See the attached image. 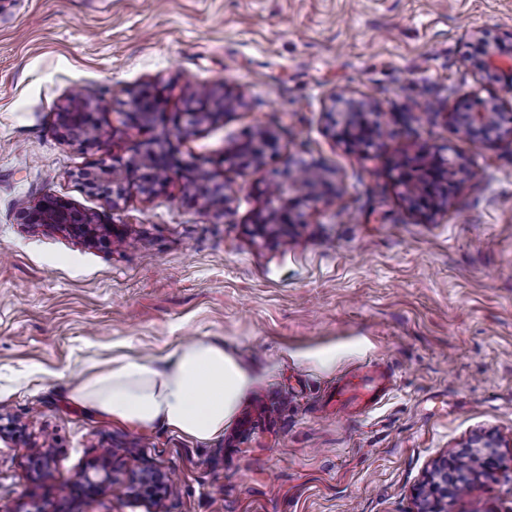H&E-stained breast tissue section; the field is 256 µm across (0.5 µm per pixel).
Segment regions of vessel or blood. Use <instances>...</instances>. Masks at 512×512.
Listing matches in <instances>:
<instances>
[{"instance_id": "1", "label": "vessel or blood", "mask_w": 512, "mask_h": 512, "mask_svg": "<svg viewBox=\"0 0 512 512\" xmlns=\"http://www.w3.org/2000/svg\"><path fill=\"white\" fill-rule=\"evenodd\" d=\"M391 391V380L374 373L356 374L337 381L325 396L336 413L372 412Z\"/></svg>"}]
</instances>
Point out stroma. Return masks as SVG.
<instances>
[{
	"label": "stroma",
	"mask_w": 512,
	"mask_h": 512,
	"mask_svg": "<svg viewBox=\"0 0 512 512\" xmlns=\"http://www.w3.org/2000/svg\"><path fill=\"white\" fill-rule=\"evenodd\" d=\"M479 30L512 45V0H0V512H148L122 486L138 468L176 482L161 512H416L434 462L478 434L503 468L447 512H512V138L455 120L493 98L512 113L471 67ZM203 85L211 115L177 130ZM143 92L162 112L133 127ZM77 93L97 140L62 120ZM349 99L378 144L340 137ZM148 142L182 162L151 190L127 171ZM428 150L451 163L437 210L398 180ZM298 159L322 168L317 196L255 235L256 182ZM48 194L111 240L23 223ZM189 337L258 375L222 437L69 401L87 368ZM364 362L395 376L381 407L323 413ZM107 448L116 483L87 492ZM44 449L51 474L31 475Z\"/></svg>",
	"instance_id": "35a3bbf8"
}]
</instances>
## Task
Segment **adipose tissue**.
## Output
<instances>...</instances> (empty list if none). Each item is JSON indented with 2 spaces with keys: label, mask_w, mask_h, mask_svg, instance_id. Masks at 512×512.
I'll return each instance as SVG.
<instances>
[{
  "label": "adipose tissue",
  "mask_w": 512,
  "mask_h": 512,
  "mask_svg": "<svg viewBox=\"0 0 512 512\" xmlns=\"http://www.w3.org/2000/svg\"><path fill=\"white\" fill-rule=\"evenodd\" d=\"M254 373L223 343L197 337L178 343L162 364L126 355L82 376L70 400L97 416L151 428L157 425L198 442L223 435Z\"/></svg>",
  "instance_id": "ef3b65f1"
}]
</instances>
